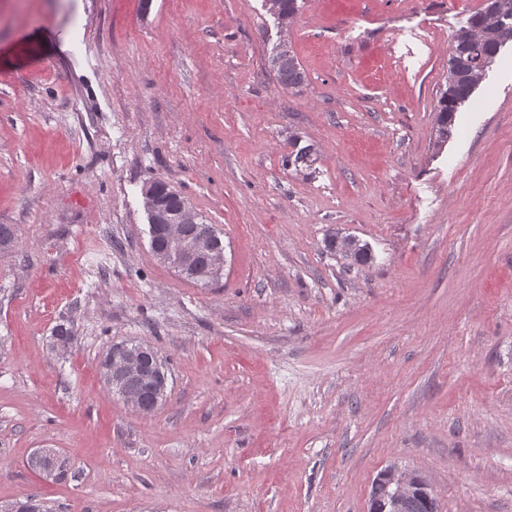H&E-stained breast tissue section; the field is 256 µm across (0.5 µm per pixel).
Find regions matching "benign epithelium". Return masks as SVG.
<instances>
[{
    "instance_id": "benign-epithelium-1",
    "label": "benign epithelium",
    "mask_w": 512,
    "mask_h": 512,
    "mask_svg": "<svg viewBox=\"0 0 512 512\" xmlns=\"http://www.w3.org/2000/svg\"><path fill=\"white\" fill-rule=\"evenodd\" d=\"M144 208L154 258L161 264L183 274L191 267L199 251L213 255L217 272L224 270V251L207 235L190 238L184 234L186 224L196 221V211L189 202L173 211L155 195L150 185L142 190ZM154 347L147 341L124 343L112 347V359L106 374V385L112 393L131 408H136L129 390L140 385L154 393L156 399L165 400L167 381L154 366ZM42 471L49 477L60 476L59 453L50 449L36 452ZM433 498L429 481L418 472L392 465L372 482V507L380 512H410L411 504L419 496Z\"/></svg>"
}]
</instances>
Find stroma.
Wrapping results in <instances>:
<instances>
[{
	"mask_svg": "<svg viewBox=\"0 0 512 512\" xmlns=\"http://www.w3.org/2000/svg\"><path fill=\"white\" fill-rule=\"evenodd\" d=\"M299 3L281 30L263 0H0V504L368 512L396 464L438 512H512V43L439 147L453 38L485 0ZM151 178L219 229V280L156 262ZM131 339L166 365L150 415L99 371ZM40 448L74 478L33 470ZM281 41L273 47L271 66L278 82L285 88L301 85L305 75L291 45H282ZM293 150L288 153L286 159V165L288 167H294V171L299 175H309L315 170V163L317 157H315V152L313 148L308 145L304 147H300L297 145V142L293 145ZM343 238L349 237L339 238L338 235H336L328 239L327 246L330 252H338L342 255V257H345L346 259L350 258V260L354 261L355 263H365L370 259L369 248L366 245H361L358 240V243L354 244L350 248V254L347 255L344 250ZM337 240H339L338 243H336Z\"/></svg>",
	"mask_w": 512,
	"mask_h": 512,
	"instance_id": "obj_1",
	"label": "stroma"
}]
</instances>
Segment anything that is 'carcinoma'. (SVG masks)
<instances>
[{
    "label": "carcinoma",
    "mask_w": 512,
    "mask_h": 512,
    "mask_svg": "<svg viewBox=\"0 0 512 512\" xmlns=\"http://www.w3.org/2000/svg\"><path fill=\"white\" fill-rule=\"evenodd\" d=\"M267 12L282 26L298 12L297 0H264ZM512 41V0H487L486 5L461 27L454 37L448 59V87L440 98L437 113L439 143L452 135L455 113L469 101L486 71L495 63L501 48ZM271 66L278 82L285 88L301 85L305 75L292 47H273ZM317 157L311 146L293 145L286 165L299 175L315 170ZM185 279L207 285L219 279L209 255L199 253L191 273Z\"/></svg>",
    "instance_id": "cac0c4a2"
}]
</instances>
